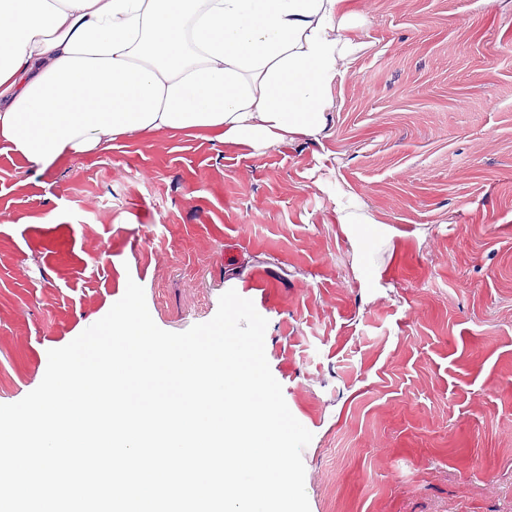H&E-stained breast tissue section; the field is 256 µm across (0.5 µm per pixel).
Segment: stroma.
Returning <instances> with one entry per match:
<instances>
[{"mask_svg":"<svg viewBox=\"0 0 512 512\" xmlns=\"http://www.w3.org/2000/svg\"><path fill=\"white\" fill-rule=\"evenodd\" d=\"M353 9L318 137L161 132L43 172L0 142V404L128 281L176 333L233 289L313 434L310 512H512V0Z\"/></svg>","mask_w":512,"mask_h":512,"instance_id":"obj_1","label":"stroma"}]
</instances>
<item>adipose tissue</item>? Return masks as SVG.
<instances>
[{"label": "adipose tissue", "mask_w": 512, "mask_h": 512, "mask_svg": "<svg viewBox=\"0 0 512 512\" xmlns=\"http://www.w3.org/2000/svg\"><path fill=\"white\" fill-rule=\"evenodd\" d=\"M345 0H0V141L40 169L167 131L319 135L361 45Z\"/></svg>", "instance_id": "obj_1"}]
</instances>
